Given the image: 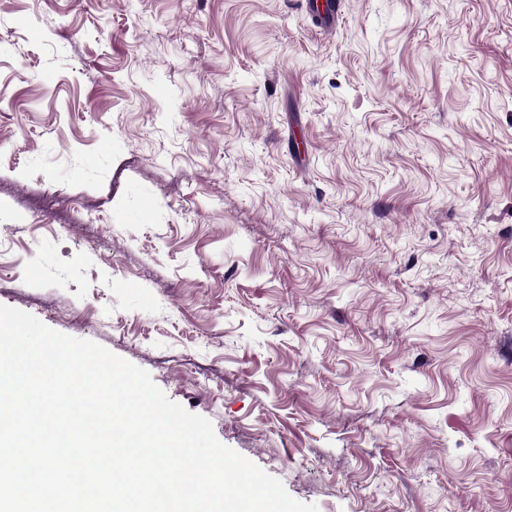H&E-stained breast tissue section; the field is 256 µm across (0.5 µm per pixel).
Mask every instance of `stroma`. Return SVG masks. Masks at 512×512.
I'll return each mask as SVG.
<instances>
[{
    "label": "stroma",
    "mask_w": 512,
    "mask_h": 512,
    "mask_svg": "<svg viewBox=\"0 0 512 512\" xmlns=\"http://www.w3.org/2000/svg\"><path fill=\"white\" fill-rule=\"evenodd\" d=\"M0 0V305L318 512H512V0ZM308 9L322 21V28L326 31L336 22L337 9L335 0H308Z\"/></svg>",
    "instance_id": "stroma-1"
}]
</instances>
